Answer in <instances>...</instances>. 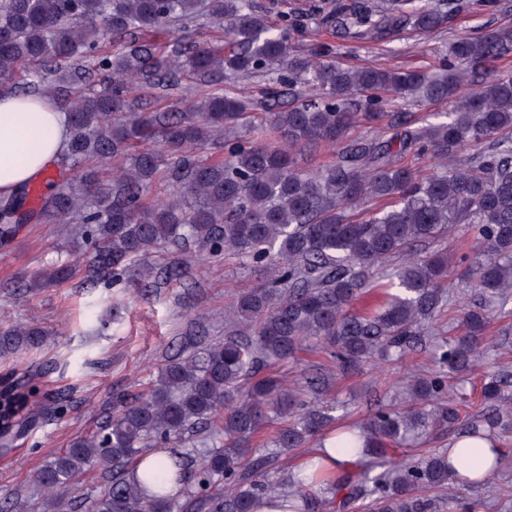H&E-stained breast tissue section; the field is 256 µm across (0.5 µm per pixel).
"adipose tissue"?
<instances>
[{
	"label": "adipose tissue",
	"instance_id": "ef3b65f1",
	"mask_svg": "<svg viewBox=\"0 0 512 512\" xmlns=\"http://www.w3.org/2000/svg\"><path fill=\"white\" fill-rule=\"evenodd\" d=\"M68 123L48 98L0 92V197L48 173L64 151Z\"/></svg>",
	"mask_w": 512,
	"mask_h": 512
}]
</instances>
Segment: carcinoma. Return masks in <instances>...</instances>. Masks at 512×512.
Returning <instances> with one entry per match:
<instances>
[{
    "instance_id": "cac0c4a2",
    "label": "carcinoma",
    "mask_w": 512,
    "mask_h": 512,
    "mask_svg": "<svg viewBox=\"0 0 512 512\" xmlns=\"http://www.w3.org/2000/svg\"><path fill=\"white\" fill-rule=\"evenodd\" d=\"M458 0H280L283 24L252 0H0V89L32 75L25 90L50 97L70 116L63 161L75 181L42 194L23 210L27 188L0 198V239L19 224H67L74 251L90 253L86 285L117 286L131 263L161 247L205 250L262 267L265 283L237 293L224 309V339L208 342L190 326L177 353L163 360L145 392L117 400L99 430L75 438L40 465L33 483L41 512H173L186 495V512H252L264 495L288 492L296 512H479L450 484L480 481L459 472L448 449L421 460L390 463L387 447L410 436L452 432L486 440L491 468L509 456L498 443L512 436V382L491 376L483 396L494 403L477 417L461 415L463 399H448L451 379L480 357L486 303L512 294V76L487 78L496 60L512 55V28L448 42L432 73L346 67L335 58L307 55L294 45V22H316L362 36L409 25L439 32ZM201 18L224 32L229 49L184 34L162 48L143 39L162 25ZM110 32L122 38L110 51ZM276 76L273 99L204 93L182 112L146 111L147 91L160 98L190 75L200 85L222 77ZM448 105L445 119L414 127L398 105ZM261 109L266 141L240 135L252 108ZM386 121L380 137L348 140L360 122ZM336 148V161L305 172L297 155L307 146ZM477 149L469 160L466 148ZM208 149L204 156L192 149ZM407 155L428 156L431 172L418 175ZM121 159L104 180L99 163ZM178 196L144 202L155 184ZM364 198L386 206L361 218L350 214ZM450 224H471L481 248L467 260L466 279L480 303L458 302L465 334L438 345L442 370L412 375L405 405L378 403L360 432L332 429V418L310 405L331 378L304 374L292 387L260 367L288 360L306 343L331 350L345 375L363 365L401 361L431 336L448 305V263L413 247ZM400 259L396 292L377 306L361 304L374 270ZM72 268L51 263L29 274L36 290L66 279ZM156 286L191 277L188 262L140 267ZM48 332L37 323L0 324V359L41 349ZM31 380L0 378V443L7 446L55 402L30 403ZM289 418L273 440L279 454L306 447L319 435L356 453V471H338L308 483L301 475L258 457L249 444L271 414ZM219 426L212 450L196 462L187 450L165 466L133 472L152 445L181 447L187 436ZM94 470L110 474L90 500L78 503L68 487Z\"/></svg>"
}]
</instances>
